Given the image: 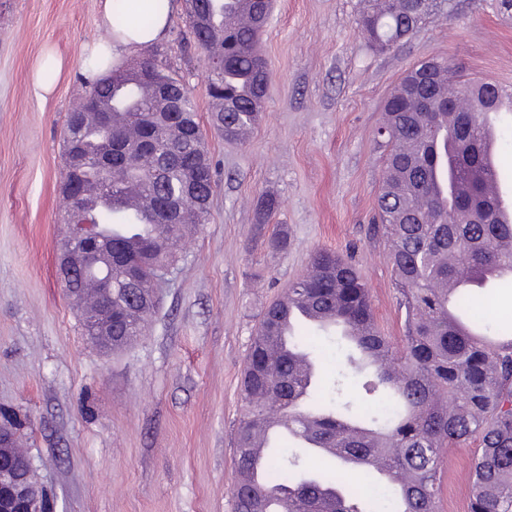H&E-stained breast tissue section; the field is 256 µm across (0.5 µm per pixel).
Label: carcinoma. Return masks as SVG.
Listing matches in <instances>:
<instances>
[{"label":"carcinoma","mask_w":512,"mask_h":512,"mask_svg":"<svg viewBox=\"0 0 512 512\" xmlns=\"http://www.w3.org/2000/svg\"><path fill=\"white\" fill-rule=\"evenodd\" d=\"M356 24L374 49L394 46L413 34L433 0L408 3L361 0ZM249 23L227 20L240 0H194L203 23L189 25L194 48L220 59L211 67L207 95L210 122L224 139H242L257 123L267 95L270 64L257 42L270 15L266 0H253ZM428 70L410 69L386 101L383 116L386 158L377 201V223L390 247V261L403 298L405 332L393 343L381 335L370 292L353 266L329 250L316 251L308 274L288 289L292 305L331 316L353 349L324 396L326 373L320 345L331 330L317 324L301 336H279L283 304L265 311L251 343L241 384L245 406L234 432L237 478L235 512H376L359 487L383 489L394 512H438L447 449L471 439L479 452L470 468V512H512V321L497 326L476 305L484 287L448 297V283L460 275L481 277L490 269L512 270V223L497 219L484 180L481 118L504 88L472 81L459 92L477 98L481 112H442L441 87L456 83L455 67L432 58ZM151 77L115 68L89 82L75 111L94 100L110 111V125L78 127L66 120L63 154L79 152L85 167L69 182L86 192L99 189L112 208L92 216L94 224L133 230V215L121 200L126 188L108 180L101 142L123 144L132 158L118 166L148 192L153 209L165 203L170 223L146 234L112 235V349L145 334L155 304L145 298L152 274L175 262L179 243L209 216L215 175L190 89L169 73L161 53L152 58ZM167 85L168 97L155 83ZM137 139L128 140V126ZM195 206V220H176L177 206ZM100 272L76 265L73 294L97 285ZM316 376L297 400L303 382L301 359ZM364 378L362 400L344 393L347 375ZM280 410L283 436L305 448L283 463L272 452L254 453L255 431ZM326 460L328 472L300 478L306 462Z\"/></svg>","instance_id":"cac0c4a2"}]
</instances>
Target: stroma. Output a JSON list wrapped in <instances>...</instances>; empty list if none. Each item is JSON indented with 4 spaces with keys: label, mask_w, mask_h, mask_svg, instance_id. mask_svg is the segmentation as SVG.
<instances>
[{
    "label": "stroma",
    "mask_w": 512,
    "mask_h": 512,
    "mask_svg": "<svg viewBox=\"0 0 512 512\" xmlns=\"http://www.w3.org/2000/svg\"><path fill=\"white\" fill-rule=\"evenodd\" d=\"M175 2L157 48L194 93L217 185L145 336L106 353L85 342L57 275L63 130L85 90L84 49L107 37L98 0H0V407L30 416L25 446L54 512H233L247 353L312 254L351 262L379 329L403 334L388 246L371 228L387 97L430 58L512 86V12L499 0H437L385 51L357 27L359 0H274L260 44L271 67L264 108L246 140L228 143L207 124L210 60L190 46ZM48 48L61 70L40 99L30 76ZM265 198L277 202L267 220ZM477 446L449 448L438 512H469Z\"/></svg>",
    "instance_id": "stroma-1"
}]
</instances>
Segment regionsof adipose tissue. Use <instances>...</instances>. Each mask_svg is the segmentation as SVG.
Returning a JSON list of instances; mask_svg holds the SVG:
<instances>
[{
    "label": "adipose tissue",
    "mask_w": 512,
    "mask_h": 512,
    "mask_svg": "<svg viewBox=\"0 0 512 512\" xmlns=\"http://www.w3.org/2000/svg\"><path fill=\"white\" fill-rule=\"evenodd\" d=\"M152 2L125 0L131 20L124 28L116 29L112 26L113 0H100L96 23L109 30L110 38L89 47L86 65L91 76L107 73L124 54L153 45L164 38L169 28V13L156 15L153 24L147 28L140 27L135 21L136 16L150 12Z\"/></svg>",
    "instance_id": "ef3b65f1"
}]
</instances>
